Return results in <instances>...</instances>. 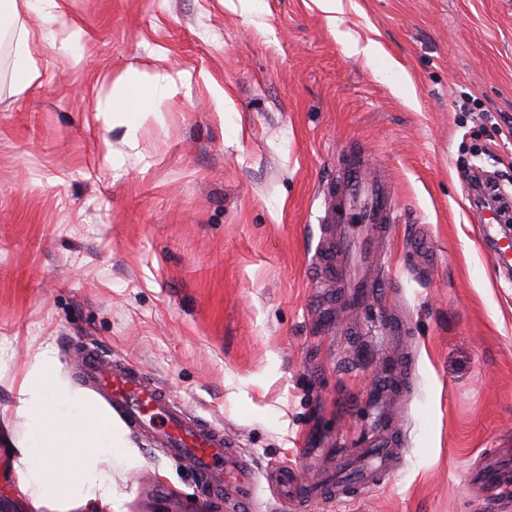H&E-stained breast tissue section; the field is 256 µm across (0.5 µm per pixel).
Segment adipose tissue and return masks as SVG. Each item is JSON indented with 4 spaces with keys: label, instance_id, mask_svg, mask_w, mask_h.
<instances>
[{
    "label": "adipose tissue",
    "instance_id": "adipose-tissue-1",
    "mask_svg": "<svg viewBox=\"0 0 512 512\" xmlns=\"http://www.w3.org/2000/svg\"><path fill=\"white\" fill-rule=\"evenodd\" d=\"M9 6L19 23L14 90L21 94L46 77L40 41L52 40L66 52L90 35L68 0H9ZM190 82L189 71L163 66L161 56L148 54L113 80L110 110L117 123L133 126ZM0 386L14 393L13 405L0 411V443L9 450L19 493L42 512H123L127 495L112 474L139 463L141 452L103 400L64 374L55 343L41 341L18 375L0 356Z\"/></svg>",
    "mask_w": 512,
    "mask_h": 512
}]
</instances>
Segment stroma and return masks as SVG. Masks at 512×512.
Here are the masks:
<instances>
[{
    "instance_id": "35a3bbf8",
    "label": "stroma",
    "mask_w": 512,
    "mask_h": 512,
    "mask_svg": "<svg viewBox=\"0 0 512 512\" xmlns=\"http://www.w3.org/2000/svg\"><path fill=\"white\" fill-rule=\"evenodd\" d=\"M92 43L41 42L53 79L12 93L0 60V342L21 369L52 338L139 367L223 428L259 475L342 474L386 422L385 480L301 506L260 483L261 512H489L471 481L512 451V270L460 166L512 180V0H69ZM378 56L366 57L368 42ZM156 51L192 73L125 142L112 81ZM355 153L400 213L358 306L312 273L323 191ZM409 389L389 393L398 362ZM115 473L138 512L158 475L194 478L130 432Z\"/></svg>"
}]
</instances>
